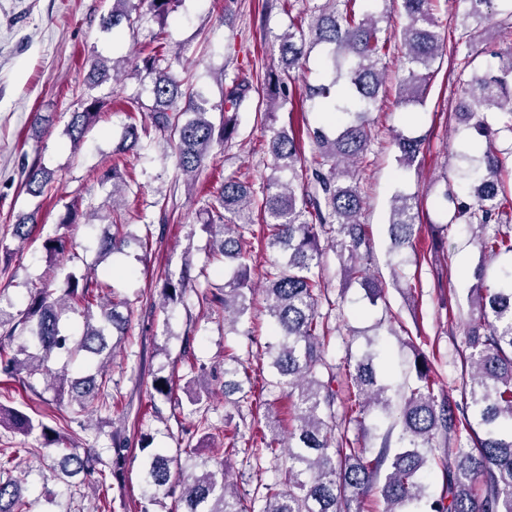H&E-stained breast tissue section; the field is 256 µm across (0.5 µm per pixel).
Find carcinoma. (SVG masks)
<instances>
[{
    "instance_id": "cac0c4a2",
    "label": "carcinoma",
    "mask_w": 512,
    "mask_h": 512,
    "mask_svg": "<svg viewBox=\"0 0 512 512\" xmlns=\"http://www.w3.org/2000/svg\"><path fill=\"white\" fill-rule=\"evenodd\" d=\"M177 2L113 0L104 24L114 29L124 22L134 29L148 15L162 25ZM356 2L328 0L314 6L308 27L294 23L282 33L270 32L281 55L279 71L269 73L260 89L238 77L226 85L220 104L224 121L218 127L207 118L208 100L202 92L172 73L163 31L153 35L156 47L143 60L146 72L155 75L151 127L129 125L123 151L143 149L142 138L153 129L174 145L178 168L191 175L214 142L232 139L238 113L248 106L251 94L266 92L267 109L258 118L272 133L269 150L278 176L259 193L228 176L204 209V227L211 238L208 258L235 263L228 280L215 288L201 280L204 268L194 275L186 268L176 281L165 278L163 294L176 302L189 288H207L203 299L224 308V320L237 323L248 311L246 301L253 291L248 236L254 235L255 221H261L267 230L266 248L273 253L263 274L267 312L273 320L272 341L265 346L275 370L270 385L286 393L297 425L283 437L276 422H266L264 451L275 458L287 455L288 468L284 479L264 485V492L249 500L226 485L224 468L188 474L173 468L177 459L166 449L145 443L140 448L141 512H156L154 507L163 505L162 499L177 488L182 512H362L361 504L373 492L386 504L385 512H412L425 499L426 512H512V267L490 272L481 264L474 271L469 301L478 320L461 354L458 400L439 387L431 360L420 351L414 355L413 382L401 390L383 373L384 351L377 338L368 340L359 358H348L342 366L325 354L330 327L329 316L320 312L325 297L320 268L326 252H336L344 274L357 279L371 302L383 295L382 282L363 272L370 236L360 222L362 198L353 164L371 145L370 114L385 74L383 60L391 50L388 28L380 22H390L391 16L372 10L359 14ZM466 2L463 27H469L471 18L479 23L490 20L493 0ZM398 6L404 21L399 105L407 108L423 104L432 67L446 52V43L434 30L430 0H398ZM317 46L331 80L305 88V99L323 113V125L308 132L316 147L308 160L300 140L275 127V104L291 92L293 71ZM462 94L465 114L487 145L479 167L465 173L462 196L452 199L454 212L445 228L462 220L483 255H512L506 158L484 124V112L496 109L504 129L512 133V55L501 62L498 74L474 76ZM101 108L102 101L90 97L82 110L71 113L66 135L73 147L83 141ZM188 113L191 117L184 118ZM395 146L400 163L410 166L422 140L400 133ZM22 176L28 190L38 193L52 181V174L36 160L23 164ZM37 228V213L32 212L13 225L12 235L24 242ZM125 228L120 217L104 225L98 237L102 257L123 252L133 241L148 249L153 225H143L141 236ZM420 230L416 196L395 195L388 224L395 266L403 263L404 252L413 248ZM44 247L52 256H75L73 243L62 236L47 238ZM67 284L61 295L45 284H31L26 308L17 314L0 305V374L32 392L36 387L30 378L39 375L46 389L68 393L78 412L91 414L109 397V379L102 370L127 333L130 315L119 308L128 303L98 301L111 286L95 275H71ZM72 313L80 314L81 324H69ZM248 384L252 378L239 358L225 356L224 397L245 392ZM351 422L366 434L388 424L379 447H357L358 441L341 429ZM0 427L39 441L50 460L51 477L70 488L75 486L71 479L80 474H96L103 485L110 477L120 478L125 444L118 430L110 436L113 459L105 462L94 445L61 446L53 427L24 410L0 404ZM446 443L454 445L453 461L443 465L442 491L432 498L427 475L438 464L435 449ZM16 459L15 454L0 457V512H29L31 506L24 481L12 476Z\"/></svg>"
}]
</instances>
